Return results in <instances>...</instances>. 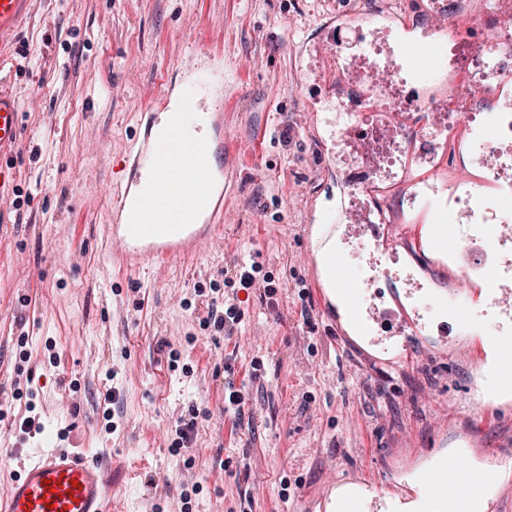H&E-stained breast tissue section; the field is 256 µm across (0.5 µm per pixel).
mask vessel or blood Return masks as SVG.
Here are the masks:
<instances>
[{"instance_id":"vessel-or-blood-1","label":"vessel or blood","mask_w":512,"mask_h":512,"mask_svg":"<svg viewBox=\"0 0 512 512\" xmlns=\"http://www.w3.org/2000/svg\"><path fill=\"white\" fill-rule=\"evenodd\" d=\"M32 0H0V40L16 31L31 10ZM402 58L416 82L437 81L448 70V45L409 44ZM195 88L174 90L164 81L151 107L146 123L135 135L125 157L127 179L111 206L109 232L120 238L123 250L115 255L120 268L132 270L142 261L158 264L195 254L204 235L219 229L217 215L224 209V175L235 167V151L224 137V104L211 109L200 106ZM408 119L404 112L388 113L382 124L371 131L349 127L343 141L351 151L377 146L406 145L420 161L426 151L417 149L406 137ZM499 133L496 113L485 115L483 128L470 136L465 146L493 173L495 181L512 182V170L501 167L490 149ZM21 114L16 99L0 90V155L14 149L20 139ZM430 221L426 228L410 224L402 237L383 228V217L372 216L364 203L351 200L341 209L324 211L321 225L326 235L343 228L345 235L361 241L380 237L384 249L403 246L408 250L428 247L441 256L454 254L460 237L474 230L491 255L469 293L457 301L444 295L423 293L419 283L406 282L392 290V306L379 309L369 305L367 292L372 284L366 266L376 265V253H369L365 265L350 261L337 252L324 265L313 266L310 281L319 299H342L350 310L347 336L374 337L389 331L401 342L396 363L413 361L412 346L436 321H443L444 332L472 337V357H479L483 345L496 346L494 361L484 363V394L496 397L512 393V338L500 336L478 307L486 302L512 313V253L504 245L512 241V195L481 192L472 201V211L488 215L489 223L467 227L468 214L448 210L439 199L427 203ZM471 211V212H472ZM468 437L454 455L437 454L418 472L413 486L427 501L443 506L444 512H474L473 505L485 497L489 484L484 472L464 466L476 445ZM19 472L7 491L0 495V512H111L112 494L101 466L86 455L63 450L42 451L33 458L18 460Z\"/></svg>"}]
</instances>
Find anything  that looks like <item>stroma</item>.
Masks as SVG:
<instances>
[{
  "label": "stroma",
  "instance_id": "obj_1",
  "mask_svg": "<svg viewBox=\"0 0 512 512\" xmlns=\"http://www.w3.org/2000/svg\"><path fill=\"white\" fill-rule=\"evenodd\" d=\"M368 2L35 0L0 54L23 128L15 191L0 200V454H87L111 481L112 512H310L351 473L373 496L368 512H388L381 491L475 431V465L512 487V400H485L463 338L434 331L412 365L377 364L367 342L338 338L336 305L309 284L312 229L346 188L323 132L336 56L312 47ZM192 47L224 58L225 135L239 157L224 229L191 259L127 272L107 228L116 161L162 81H182ZM425 175L379 177L406 223ZM253 257L278 292L239 291L244 318L228 340L202 321L224 298L225 270ZM229 380L245 390L239 419L224 410ZM188 417L191 442L172 456Z\"/></svg>",
  "mask_w": 512,
  "mask_h": 512
}]
</instances>
